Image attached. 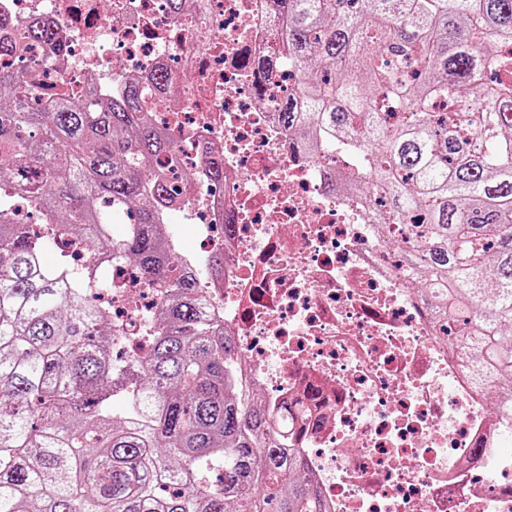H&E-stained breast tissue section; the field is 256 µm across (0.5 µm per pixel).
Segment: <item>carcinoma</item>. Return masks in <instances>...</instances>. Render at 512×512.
Here are the masks:
<instances>
[{"label": "carcinoma", "mask_w": 512, "mask_h": 512, "mask_svg": "<svg viewBox=\"0 0 512 512\" xmlns=\"http://www.w3.org/2000/svg\"><path fill=\"white\" fill-rule=\"evenodd\" d=\"M277 2L276 40L298 80L281 123L304 152L354 154L358 169L330 179L378 195L376 223L407 245L404 271L431 316L507 399L512 56L492 47L512 43V0ZM27 37L58 44L39 19ZM38 86L36 73L0 71V512H323L169 243L174 189L160 159L175 144L144 108L149 88L114 80L95 108L80 96L41 103ZM441 100L457 111L435 110ZM205 167L224 186V158ZM20 201L44 236L12 220ZM122 213L131 229L117 240L108 227ZM66 237L165 290L148 348L124 366L93 272L45 262Z\"/></svg>", "instance_id": "cac0c4a2"}]
</instances>
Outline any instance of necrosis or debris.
<instances>
[{"label": "necrosis or debris", "instance_id": "necrosis-or-debris-1", "mask_svg": "<svg viewBox=\"0 0 512 512\" xmlns=\"http://www.w3.org/2000/svg\"><path fill=\"white\" fill-rule=\"evenodd\" d=\"M35 16L60 48L31 43L0 65L38 71L59 95H86L118 69L174 76L156 122L176 146L169 174L197 260L224 258L206 298L327 512H512V456L499 453L512 413L474 383L467 352L449 349L372 224L373 198L327 185V168L352 169L351 155L300 152L281 123L294 84L275 49V0H189L178 15L169 0H0V39L24 36ZM262 60L274 69L263 84ZM206 144L224 156L216 193L202 178ZM68 247L108 265L84 241ZM111 268L104 298L124 349L142 350L163 297L128 266Z\"/></svg>", "mask_w": 512, "mask_h": 512}]
</instances>
